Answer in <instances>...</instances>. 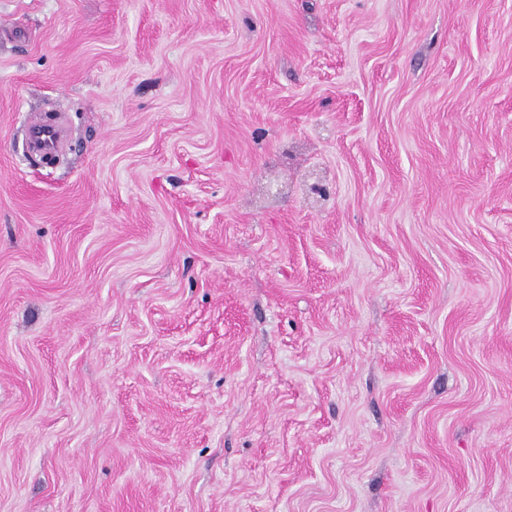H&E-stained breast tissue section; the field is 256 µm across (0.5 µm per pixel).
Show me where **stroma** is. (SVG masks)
I'll list each match as a JSON object with an SVG mask.
<instances>
[{
	"instance_id": "obj_1",
	"label": "stroma",
	"mask_w": 512,
	"mask_h": 512,
	"mask_svg": "<svg viewBox=\"0 0 512 512\" xmlns=\"http://www.w3.org/2000/svg\"><path fill=\"white\" fill-rule=\"evenodd\" d=\"M0 512H512V0H0Z\"/></svg>"
}]
</instances>
